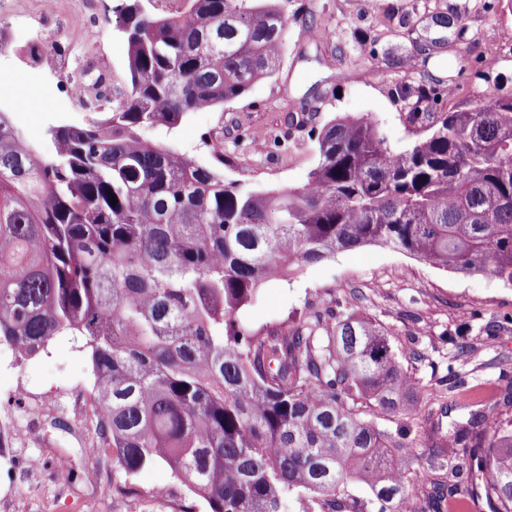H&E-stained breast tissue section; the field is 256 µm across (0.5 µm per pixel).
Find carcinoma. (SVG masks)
Returning a JSON list of instances; mask_svg holds the SVG:
<instances>
[{
  "label": "carcinoma",
  "instance_id": "cac0c4a2",
  "mask_svg": "<svg viewBox=\"0 0 512 512\" xmlns=\"http://www.w3.org/2000/svg\"><path fill=\"white\" fill-rule=\"evenodd\" d=\"M185 2L158 16L124 0L128 92L51 128V155L0 111V343L27 361L83 337L88 453L112 449L127 474L165 466L210 512H344L353 483L372 494L357 512H448L479 492L512 512V428L494 409L418 423L424 489L410 429L364 419H411L423 399L375 320L330 308L262 334L237 318L265 283L364 246L512 285V96L446 112L399 150L376 121L337 116L303 188L255 191L141 131L273 75L288 18L281 0Z\"/></svg>",
  "mask_w": 512,
  "mask_h": 512
}]
</instances>
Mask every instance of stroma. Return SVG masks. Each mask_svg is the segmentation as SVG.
Returning a JSON list of instances; mask_svg holds the SVG:
<instances>
[{
	"instance_id": "stroma-1",
	"label": "stroma",
	"mask_w": 512,
	"mask_h": 512,
	"mask_svg": "<svg viewBox=\"0 0 512 512\" xmlns=\"http://www.w3.org/2000/svg\"><path fill=\"white\" fill-rule=\"evenodd\" d=\"M41 0H0V33L14 53L0 57L23 102L10 113L27 142L43 144L48 129L88 116L69 101V78L104 79L109 96L128 86L127 47L115 22L121 0H53L60 27L52 45L61 82L39 83L45 54L33 36ZM288 31L279 69L243 96L193 112L173 131L146 129L196 162L253 190L302 187L319 160L317 135L332 118H373L389 144L408 146L423 123L409 112L420 90L437 88L432 116L466 107L493 92L512 94V0H284ZM224 144L216 161L211 142ZM386 328L404 370L425 391L419 417L457 399H492L503 363L512 364V331L489 334L488 323L512 317V285L478 274L432 267L377 246L341 251L268 282L241 322L256 330L333 303ZM471 356L457 352L460 341ZM455 369L466 389L450 394ZM90 352L60 336L29 361L0 347V421L34 427L0 456V512H209L164 466L126 475L111 452L87 453L95 438L88 396Z\"/></svg>"
}]
</instances>
